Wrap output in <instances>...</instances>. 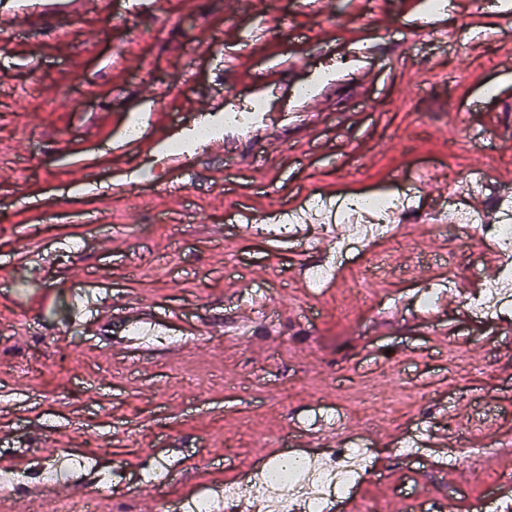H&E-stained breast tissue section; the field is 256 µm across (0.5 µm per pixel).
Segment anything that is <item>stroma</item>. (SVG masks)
I'll return each mask as SVG.
<instances>
[{
    "label": "stroma",
    "instance_id": "35a3bbf8",
    "mask_svg": "<svg viewBox=\"0 0 512 512\" xmlns=\"http://www.w3.org/2000/svg\"><path fill=\"white\" fill-rule=\"evenodd\" d=\"M0 0V479L58 463L38 512H156L271 463L267 440L320 423L372 448L379 475L324 512H455L512 501V327L467 294L424 312L416 294L482 244L430 223L470 173L512 184V16L507 0ZM315 85L307 98L299 89ZM67 104L48 105L61 91ZM262 98L267 124L230 130L167 168L157 145L213 103ZM153 101L140 140L126 129ZM484 135L482 148L462 134ZM400 186L408 247L385 240L312 291L332 237L261 223L306 196ZM92 291L112 306L71 317ZM139 338L133 351L127 339ZM412 388L397 398L394 377ZM361 388L336 418L339 390ZM391 437L390 455L375 439ZM121 473L101 492L92 479ZM167 467L170 483L153 487Z\"/></svg>",
    "mask_w": 512,
    "mask_h": 512
}]
</instances>
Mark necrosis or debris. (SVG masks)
Segmentation results:
<instances>
[{
  "instance_id": "necrosis-or-debris-1",
  "label": "necrosis or debris",
  "mask_w": 512,
  "mask_h": 512,
  "mask_svg": "<svg viewBox=\"0 0 512 512\" xmlns=\"http://www.w3.org/2000/svg\"><path fill=\"white\" fill-rule=\"evenodd\" d=\"M469 183L489 190V210L474 211L449 203L453 218L438 223L436 229L453 241L476 237L487 243L496 258L497 275L483 282L468 304L485 315H499L512 305V194L501 191L482 172L471 173ZM308 205L321 212L340 210L347 219L346 231L337 236L340 255L376 238L395 237L409 215L406 197L399 192L353 196L338 206L324 198L312 199ZM368 456V449L348 444L325 460L287 454L253 475L247 486L229 482L223 490L197 494L190 512H231L244 491L261 512H320L321 504L357 486Z\"/></svg>"
}]
</instances>
